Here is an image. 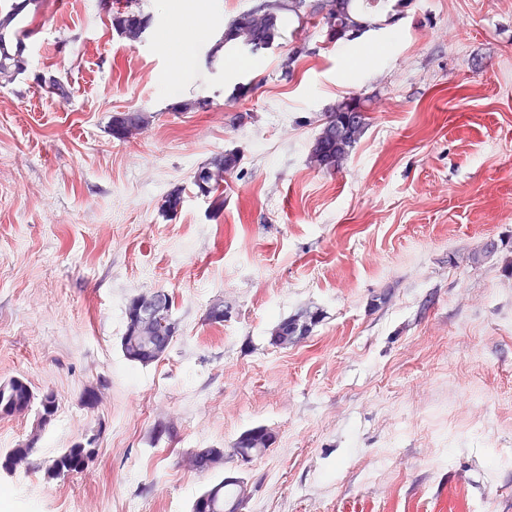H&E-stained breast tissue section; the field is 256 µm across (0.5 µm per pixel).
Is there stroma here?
Wrapping results in <instances>:
<instances>
[{
  "mask_svg": "<svg viewBox=\"0 0 512 512\" xmlns=\"http://www.w3.org/2000/svg\"><path fill=\"white\" fill-rule=\"evenodd\" d=\"M138 3L153 22L131 47L99 0H43L28 70L0 87V383L59 401L30 469L0 471V512H191L229 474L240 512H512V0H412L337 44L313 20L288 74L296 19L255 56L217 45L252 0ZM190 4L201 38L165 40ZM348 97L369 102L364 134L340 170L311 167ZM193 99L207 110L177 111ZM128 110L154 121L120 142ZM228 152L215 212L193 175ZM157 290L179 335L130 362L126 304ZM308 312V335L271 343ZM257 427L272 443L241 462ZM90 437L86 470L47 479ZM199 448L223 467L191 468ZM154 115L142 110H129L128 112L112 113L109 121V131L112 137L125 141L128 139L126 135L127 125L133 124L139 127L143 132L151 126Z\"/></svg>",
  "mask_w": 512,
  "mask_h": 512,
  "instance_id": "1",
  "label": "stroma"
}]
</instances>
